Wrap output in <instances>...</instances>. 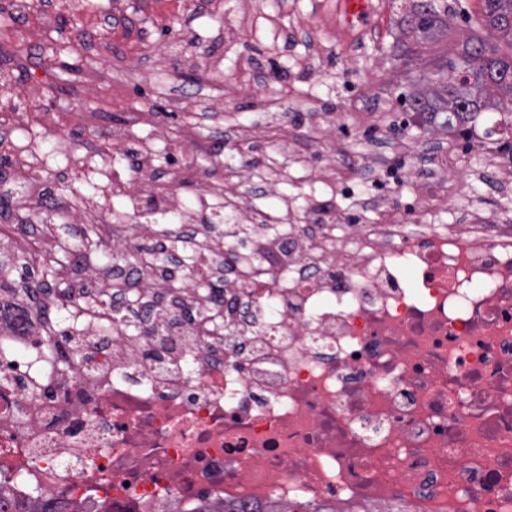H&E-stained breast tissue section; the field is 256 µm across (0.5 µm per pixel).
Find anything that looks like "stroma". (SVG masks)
<instances>
[{
    "mask_svg": "<svg viewBox=\"0 0 512 512\" xmlns=\"http://www.w3.org/2000/svg\"><path fill=\"white\" fill-rule=\"evenodd\" d=\"M369 29L350 42L309 29L337 12V0H41L29 13L0 22V43L17 44L20 58L0 63V120L14 123L0 139V179L14 177L11 152L37 150L45 187L67 186L104 212L126 211L108 196L109 181L141 187L140 152L155 153L156 188L168 197L175 224L158 233L180 234L205 212L223 221L257 224L290 202L292 224H331L335 235L360 236L385 221L386 209L408 225L442 224L472 211L512 216V178L495 175L492 147L468 150L444 112H415L410 98L430 87L409 75L401 60L416 44L408 25L415 0H379ZM172 25L164 33L163 25ZM97 112L91 128L69 123L70 114ZM144 112L148 122L129 126ZM195 124L205 145L182 137ZM256 129L249 147L229 140V129ZM112 148L111 164L90 162V144ZM353 173L336 189V171ZM467 172L466 183L449 180ZM231 185L228 198L210 197L204 181ZM83 222L80 210L0 211V263L12 276L30 272L56 281L38 263L47 224Z\"/></svg>",
    "mask_w": 512,
    "mask_h": 512,
    "instance_id": "1",
    "label": "stroma"
}]
</instances>
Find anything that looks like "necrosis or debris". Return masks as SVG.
Wrapping results in <instances>:
<instances>
[{"label":"necrosis or debris","instance_id":"1","mask_svg":"<svg viewBox=\"0 0 512 512\" xmlns=\"http://www.w3.org/2000/svg\"><path fill=\"white\" fill-rule=\"evenodd\" d=\"M23 208L103 213L46 198L19 152ZM190 287L164 297L157 253L128 275L129 241L90 282L82 246L31 337L0 326V488L61 512H512V220L472 213L350 239L297 226L285 265L223 264L208 225L183 236ZM345 262H337V252ZM69 334L64 358L47 343Z\"/></svg>","mask_w":512,"mask_h":512}]
</instances>
